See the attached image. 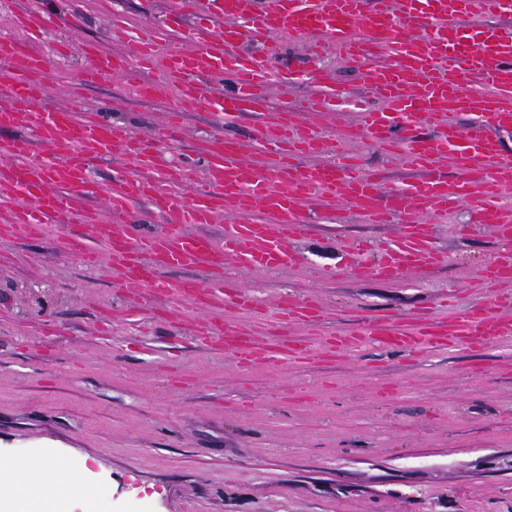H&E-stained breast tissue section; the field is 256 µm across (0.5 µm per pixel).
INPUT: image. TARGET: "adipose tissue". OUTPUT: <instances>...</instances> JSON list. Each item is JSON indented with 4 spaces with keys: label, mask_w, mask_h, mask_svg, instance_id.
<instances>
[{
    "label": "adipose tissue",
    "mask_w": 512,
    "mask_h": 512,
    "mask_svg": "<svg viewBox=\"0 0 512 512\" xmlns=\"http://www.w3.org/2000/svg\"><path fill=\"white\" fill-rule=\"evenodd\" d=\"M78 499L104 505V489L87 485L63 462L48 463L38 456L0 461V512H63Z\"/></svg>",
    "instance_id": "obj_1"
}]
</instances>
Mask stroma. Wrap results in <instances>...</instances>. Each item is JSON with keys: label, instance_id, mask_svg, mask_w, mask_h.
Returning <instances> with one entry per match:
<instances>
[{"label": "stroma", "instance_id": "obj_1", "mask_svg": "<svg viewBox=\"0 0 512 512\" xmlns=\"http://www.w3.org/2000/svg\"><path fill=\"white\" fill-rule=\"evenodd\" d=\"M173 0H9L0 35L15 37L10 13L68 19L48 23L35 49L48 56V105L67 102L92 42L129 51L143 25L177 46ZM306 46L285 43L273 66L271 108L310 90ZM320 65L342 100L333 112L299 122L335 137L361 121L351 102L369 97L360 68L326 53ZM205 97L178 93L143 101L118 75L84 91V114L104 115L134 136L159 135L168 113L184 134L162 147L156 166L203 164L214 134L251 146L263 121L242 113L225 121ZM365 171L386 186L419 179L371 142L352 146ZM293 248L298 267L243 270L224 278L255 300L247 312L220 296L164 317L170 296L130 297L107 264L85 267L68 254L73 229L0 238V458L65 461L109 493L107 512H512V341L477 351L417 356L374 344L342 360L238 366L217 344H199V323H273L281 296L316 295L325 331L349 330L356 317L407 320L440 314L442 299L484 304L475 279L503 252L492 227L469 204L447 215L423 209L439 265L392 281L362 267V251L396 240L398 223L367 224L344 201L314 202ZM470 225L469 235L457 232Z\"/></svg>", "mask_w": 512, "mask_h": 512}]
</instances>
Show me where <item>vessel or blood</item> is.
I'll return each mask as SVG.
<instances>
[{"label":"vessel or blood","mask_w":512,"mask_h":512,"mask_svg":"<svg viewBox=\"0 0 512 512\" xmlns=\"http://www.w3.org/2000/svg\"><path fill=\"white\" fill-rule=\"evenodd\" d=\"M512 14V0H395L394 8L365 10L364 0H223L218 20L197 25L182 34L183 46L163 51L153 30L141 29L130 55L106 54L96 46L83 49L85 65L68 106L49 107L45 97L47 58L29 47L39 37L42 18L17 15L16 23L27 43L0 40V91L10 104L0 110V127H14L33 119L32 132L0 140V187L18 195L12 203L7 234L21 230L44 235L55 226L100 224L105 215H124L134 201L149 203L163 219L160 232L143 231L138 224L113 225L102 249L91 248L82 233L72 234L70 254L92 268L108 260L119 274L120 286L131 296L148 293L172 295L177 302L197 306L226 293L224 265L234 262L252 270L294 267L299 263L291 243L306 227L304 211L311 201L342 199L354 205L365 222L403 226L371 274L391 280L437 264L441 254L433 247L429 225L414 211L422 203L445 213L469 202L475 219L490 224L499 239L512 248V208L501 204L504 190L512 188V157L501 153L490 130L512 129V32L479 26L463 35L462 26L477 16ZM308 42L311 56L333 48L356 62L372 82L384 106L363 113L360 125L336 139V158L298 168L297 157L324 153L327 139L317 129L298 126L296 113L283 108L277 118L260 126L257 160L244 157L241 144L214 138L206 158L211 175L207 189L196 190L199 171L183 163L156 173L160 141H176L183 130L182 115L169 113L162 139L131 138L104 118H84L83 91L103 78L122 74L134 92L153 100L177 90L187 100L202 90L198 78L229 82L231 88L213 105L224 119L241 112L264 113L269 107V65L281 49V40ZM247 42L254 51L242 57L229 45ZM312 91L303 111L331 112L336 103L327 94V77L312 71ZM467 112L472 123L458 128L450 111ZM443 125L435 139L410 135L417 123ZM365 138L399 155L406 166L422 172V179L402 189L385 187L377 175L361 173L348 150L351 141ZM64 149L61 160H39L35 143ZM452 152L462 175L448 181L438 168L445 152ZM127 161V172L117 187L91 176L95 161L112 155ZM105 197V213L80 211L74 193ZM244 215V222L228 221L224 237L186 235L187 227L214 223L225 210ZM207 264L213 271L208 286L194 281L170 283L162 276L170 266ZM480 282L488 292L485 304L456 309L448 317L414 319L408 324L358 322L311 344L298 339L267 342L263 334L235 329L199 330L202 342L220 341L226 356L251 367L285 360L295 365L318 357L342 359L365 343L375 342L407 355L432 350H477L494 340L512 336V301L495 293L501 282H512V255L488 263ZM279 324L321 327L326 310L315 297L301 302L280 298Z\"/></svg>","instance_id":"vessel-or-blood-1"}]
</instances>
